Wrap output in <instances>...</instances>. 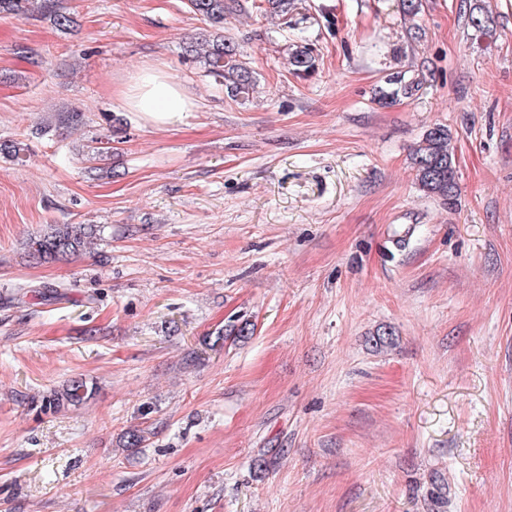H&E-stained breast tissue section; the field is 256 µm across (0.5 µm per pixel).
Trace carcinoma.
<instances>
[{
  "instance_id": "carcinoma-1",
  "label": "carcinoma",
  "mask_w": 512,
  "mask_h": 512,
  "mask_svg": "<svg viewBox=\"0 0 512 512\" xmlns=\"http://www.w3.org/2000/svg\"><path fill=\"white\" fill-rule=\"evenodd\" d=\"M265 11L286 21L296 10L294 0H265ZM189 9L211 27L222 31L226 16L236 7L228 0H188ZM27 15L48 18L62 33L70 32L77 25V17L64 6L62 0H0V17ZM185 52L203 63L206 72L224 85L227 93L239 100L249 98L256 86V73L244 62L235 43L222 34L211 39L196 41L185 47ZM287 65L295 75H305L316 68V57L308 45L297 44L288 55ZM388 90H380V99L392 101L400 95L409 97L418 90V83L405 78L397 71L389 75ZM412 165L423 191L434 195L452 206L456 201V167L450 147L448 128L435 125L429 128L412 155ZM95 224H58L46 233L27 243L28 257L38 263H54L77 257L87 251L97 238ZM253 334L250 323L241 322L225 326L217 333L216 341L240 339ZM94 385L75 380L63 394L48 399L49 406L63 404L78 406L93 394Z\"/></svg>"
}]
</instances>
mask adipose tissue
Returning a JSON list of instances; mask_svg holds the SVG:
<instances>
[{
	"instance_id": "adipose-tissue-1",
	"label": "adipose tissue",
	"mask_w": 512,
	"mask_h": 512,
	"mask_svg": "<svg viewBox=\"0 0 512 512\" xmlns=\"http://www.w3.org/2000/svg\"><path fill=\"white\" fill-rule=\"evenodd\" d=\"M120 98L143 121L160 127L178 123L195 107L194 97L184 85L173 81L162 68L152 66L125 85Z\"/></svg>"
}]
</instances>
